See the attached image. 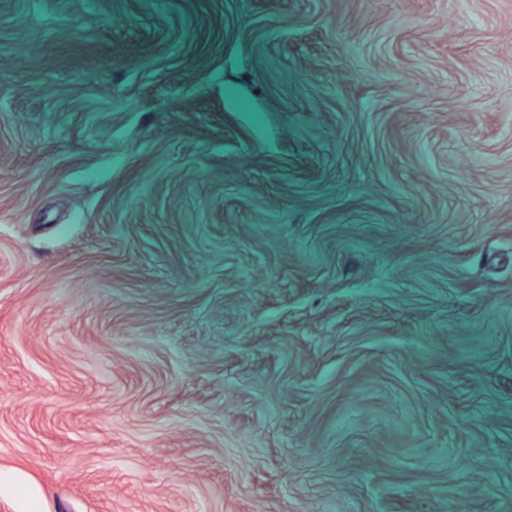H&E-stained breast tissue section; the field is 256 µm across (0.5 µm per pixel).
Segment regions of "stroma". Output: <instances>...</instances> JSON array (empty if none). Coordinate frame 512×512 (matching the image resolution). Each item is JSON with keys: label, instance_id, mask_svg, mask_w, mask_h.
<instances>
[{"label": "stroma", "instance_id": "obj_1", "mask_svg": "<svg viewBox=\"0 0 512 512\" xmlns=\"http://www.w3.org/2000/svg\"><path fill=\"white\" fill-rule=\"evenodd\" d=\"M0 512H512V0H0Z\"/></svg>", "mask_w": 512, "mask_h": 512}]
</instances>
